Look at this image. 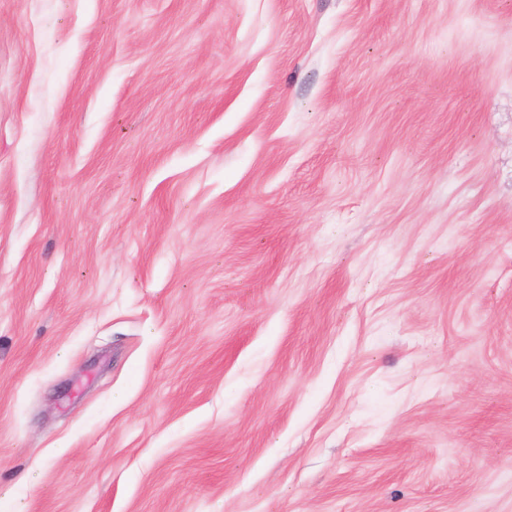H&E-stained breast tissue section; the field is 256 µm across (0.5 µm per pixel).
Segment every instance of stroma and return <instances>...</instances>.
<instances>
[{"label": "stroma", "mask_w": 512, "mask_h": 512, "mask_svg": "<svg viewBox=\"0 0 512 512\" xmlns=\"http://www.w3.org/2000/svg\"><path fill=\"white\" fill-rule=\"evenodd\" d=\"M0 488L512 512V0H0Z\"/></svg>", "instance_id": "obj_1"}]
</instances>
